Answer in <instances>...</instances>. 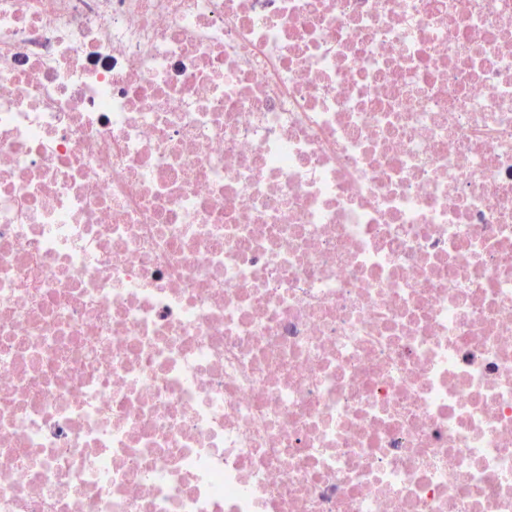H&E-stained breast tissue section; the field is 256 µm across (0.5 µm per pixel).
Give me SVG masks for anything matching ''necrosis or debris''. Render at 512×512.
Segmentation results:
<instances>
[{"label":"necrosis or debris","instance_id":"necrosis-or-debris-1","mask_svg":"<svg viewBox=\"0 0 512 512\" xmlns=\"http://www.w3.org/2000/svg\"><path fill=\"white\" fill-rule=\"evenodd\" d=\"M0 512H512V0H0Z\"/></svg>","mask_w":512,"mask_h":512}]
</instances>
